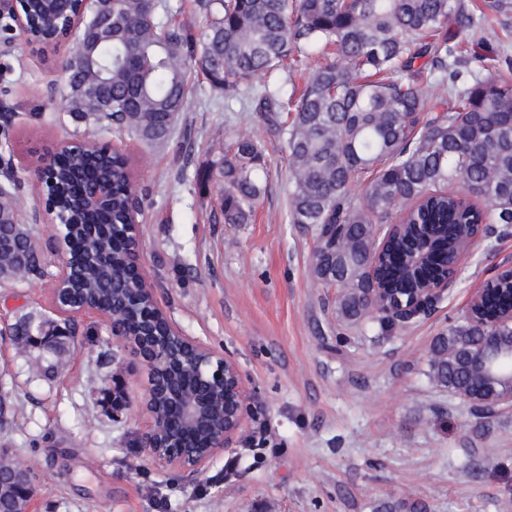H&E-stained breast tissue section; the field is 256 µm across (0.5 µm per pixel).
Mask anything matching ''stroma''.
<instances>
[{
  "mask_svg": "<svg viewBox=\"0 0 512 512\" xmlns=\"http://www.w3.org/2000/svg\"><path fill=\"white\" fill-rule=\"evenodd\" d=\"M491 74L512 81V18L498 42L449 25ZM74 42L40 55H0V102L12 109L0 157L13 159L33 224L40 274L0 287V322L53 312V225L33 221L31 160L70 139L103 138L131 160L143 272L157 304L185 332L231 357L252 392L244 428L202 470L156 465L140 446L151 425L147 371L124 341L77 316L76 348L47 380L0 338V392L16 409L0 448L39 475L31 512H512V408L478 409L438 385L434 340L465 313L476 288L512 257V231L477 243L430 314L407 325L336 320V291L314 283L311 227L289 216L288 152L248 99L225 106L203 78L169 143L152 148L112 126L79 125L65 110L63 70ZM265 146L266 186L247 224L224 221L216 164L233 134ZM129 404L113 411L104 388Z\"/></svg>",
  "mask_w": 512,
  "mask_h": 512,
  "instance_id": "1",
  "label": "stroma"
}]
</instances>
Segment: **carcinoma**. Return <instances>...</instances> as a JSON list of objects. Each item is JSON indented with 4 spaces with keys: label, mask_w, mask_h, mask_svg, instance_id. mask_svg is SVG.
<instances>
[{
    "label": "carcinoma",
    "mask_w": 512,
    "mask_h": 512,
    "mask_svg": "<svg viewBox=\"0 0 512 512\" xmlns=\"http://www.w3.org/2000/svg\"><path fill=\"white\" fill-rule=\"evenodd\" d=\"M207 25L198 34L171 19L164 0H89L77 35L80 64L68 73L65 108L84 124L115 123L146 143L168 139L200 73L224 96L248 93L272 136L288 149L293 224L315 228L314 276L336 284V316L359 323L396 299L408 301L430 273L403 263L412 246L436 241L441 266L455 260L459 225L512 224V82L484 75L489 65L448 35L453 20L478 27L486 43L498 32L470 12L465 0H199ZM487 13L512 15V0H483ZM319 58L299 91L280 75ZM423 64H417L418 60ZM266 77L252 85L257 76ZM264 147L236 133L221 161L224 223L246 224L264 193L258 171ZM130 172L117 150L69 160L55 172L57 201L68 214L77 249L89 237L104 260L85 268L71 295L122 313L136 333L158 317L149 296L132 291L124 223ZM112 181L111 202L95 212L71 194L79 177ZM458 183L462 190H448ZM361 193H356V188ZM17 197L0 196V283L13 284L18 266L40 270L31 229L13 222ZM403 225L384 256L374 258L378 225ZM391 292L368 295L370 269ZM512 305V276L489 285L488 305L464 314L437 337L432 377L455 394L483 403L512 387V373L475 360L498 313ZM44 317L19 316L10 328L16 351L33 356L37 373L62 372L70 340L43 358L28 329ZM174 404L153 401L170 428Z\"/></svg>",
    "instance_id": "carcinoma-1"
}]
</instances>
